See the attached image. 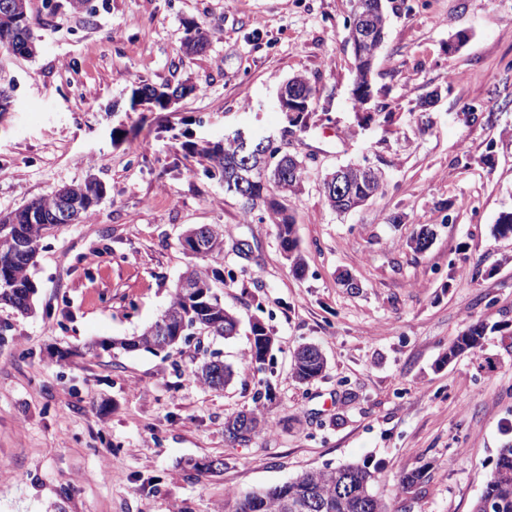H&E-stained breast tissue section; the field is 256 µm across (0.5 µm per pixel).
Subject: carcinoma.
<instances>
[{"label":"carcinoma","instance_id":"obj_1","mask_svg":"<svg viewBox=\"0 0 512 512\" xmlns=\"http://www.w3.org/2000/svg\"><path fill=\"white\" fill-rule=\"evenodd\" d=\"M195 36L186 38L184 52L200 53L209 44L210 29L195 22ZM17 43L26 48V55L37 51V37L28 12V0H0V56H9V45ZM378 45L364 43L358 47L360 64L358 70L369 74L377 53ZM169 86L156 87L141 83L132 89V102L147 101L160 110L166 108L165 93ZM201 154L212 163L210 173L220 179L232 177L239 167L237 148L229 142L215 144L201 149ZM303 166L294 165L290 178H281L269 169L265 176L256 177L253 185L254 199L243 202L244 213L263 205L260 198L268 195L269 187H275L282 196L295 195L300 191ZM381 189V184L370 183L364 178H354L349 183V198L331 208L346 210L360 201L369 200ZM104 191L103 184L85 180L83 189L66 191L75 203L78 215L75 223L88 219L95 211ZM60 191L31 200L29 203L0 214V306H8L22 315L32 312L36 285L31 269L35 267L38 244L42 238L43 226L57 223L56 214ZM276 235L282 250L291 261L293 272L301 276L305 263L298 249L296 227L292 216L274 217ZM494 236L512 237V211L500 215L495 224ZM187 273L202 285L200 298L186 297V292L174 286L169 306L159 317L163 322L170 318H184L199 333L214 338L228 339L236 335L239 327L237 317L224 307V300L214 282L219 280L218 271L193 266ZM153 326L144 328L139 335L116 341H94L86 346L85 354L98 357L103 352L115 349L124 351H151ZM487 327L482 323L468 326L448 346V358L482 347ZM253 339L249 359L254 365L265 362L264 356L271 349L272 338L266 327L250 326ZM326 367V360L316 350L305 346L294 352L292 375L301 384L317 379ZM244 414L238 413L224 421V432L237 445L244 444L237 432ZM377 470L366 464H346L337 467L306 471L297 477L273 487L252 490L234 497L229 512H388L387 504L374 490ZM490 501V512H512V445L506 444L498 450L491 463L482 493Z\"/></svg>","mask_w":512,"mask_h":512}]
</instances>
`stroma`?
<instances>
[{"instance_id": "stroma-1", "label": "stroma", "mask_w": 512, "mask_h": 512, "mask_svg": "<svg viewBox=\"0 0 512 512\" xmlns=\"http://www.w3.org/2000/svg\"><path fill=\"white\" fill-rule=\"evenodd\" d=\"M53 2L30 0L39 53L0 62L16 80L0 112V212L90 176L107 194L42 239L33 313L0 307V512H224L234 494L366 461L391 512H472L512 442V239L492 234L512 209V0H385L364 106L352 0ZM189 19L211 29L192 57ZM461 30L468 41L449 50ZM296 75L317 99L292 124L274 98ZM142 80L196 91L158 110L132 103ZM238 129L275 135L304 163L301 193L283 201L304 277L268 211L244 214L204 173L201 148ZM346 164L384 180L340 214L322 182ZM201 225L224 232L216 267L236 276L220 291L238 334L85 355L159 318L193 262L181 236ZM423 226L436 236L420 253ZM255 317L274 339L261 370L247 360ZM477 322L482 350L446 361ZM306 343L327 366L304 385L291 355ZM212 352L235 371L219 391L194 376ZM253 409L264 428L231 443L225 417ZM210 458L223 469L187 465ZM416 470L425 478L403 492L399 474Z\"/></svg>"}]
</instances>
